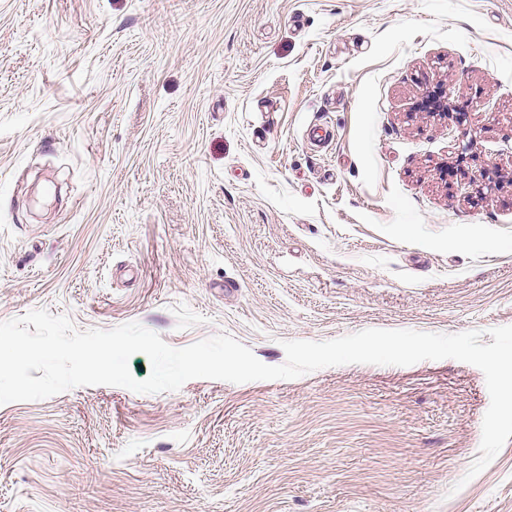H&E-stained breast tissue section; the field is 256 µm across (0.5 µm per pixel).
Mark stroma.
<instances>
[{
    "instance_id": "35a3bbf8",
    "label": "stroma",
    "mask_w": 512,
    "mask_h": 512,
    "mask_svg": "<svg viewBox=\"0 0 512 512\" xmlns=\"http://www.w3.org/2000/svg\"><path fill=\"white\" fill-rule=\"evenodd\" d=\"M36 308L271 366L365 329L491 343L512 0H0V321ZM489 404L455 359L76 387L0 405V512H512V439L466 476Z\"/></svg>"
}]
</instances>
